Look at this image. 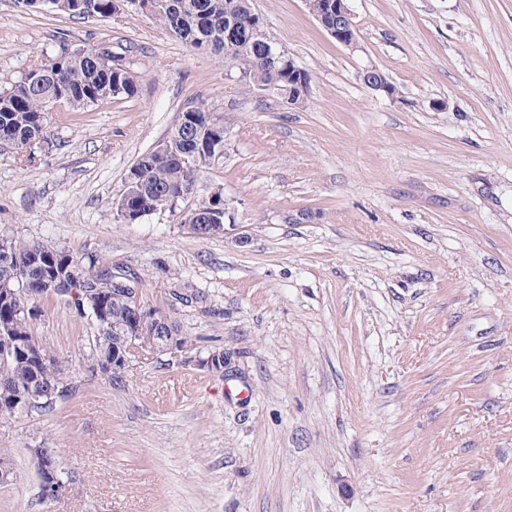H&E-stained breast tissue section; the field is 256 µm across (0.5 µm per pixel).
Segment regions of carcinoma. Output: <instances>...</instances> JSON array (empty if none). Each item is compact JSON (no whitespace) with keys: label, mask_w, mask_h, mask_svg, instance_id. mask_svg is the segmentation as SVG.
Segmentation results:
<instances>
[{"label":"carcinoma","mask_w":512,"mask_h":512,"mask_svg":"<svg viewBox=\"0 0 512 512\" xmlns=\"http://www.w3.org/2000/svg\"><path fill=\"white\" fill-rule=\"evenodd\" d=\"M48 5L71 17H110L114 0H91L93 12L82 10L85 0H14L21 9ZM150 14L168 34L195 49L224 54L252 88L285 99L288 69L265 63L266 40L262 28L245 23L249 0H155ZM235 26L236 37L228 44L225 35ZM41 83L33 85L24 76L0 87V142L22 150L33 140L51 143L48 103L61 92L68 93L69 110L77 112L119 97L136 96L139 76L116 55H98L87 46L70 47L68 60L52 69L40 64ZM193 135L185 137L173 127L165 142L141 155L142 174L130 170L124 188L114 202L116 217L130 209L143 216L163 208L178 215L181 224H210L217 201L210 196L187 212L167 207L165 198L184 200L198 172L217 158L224 147V119L204 100L189 104ZM93 258H75L58 248L27 243L14 236H0V284L14 286L26 280L37 297L48 295L46 281L58 288H72L70 297L81 316L96 330L89 342L91 360L109 383L126 377L112 355L127 346L124 328L132 313L126 300L112 287V270L96 267ZM69 391V377L59 358L34 333L33 317L25 312V298L0 287V422L25 412L31 393L49 385Z\"/></svg>","instance_id":"carcinoma-1"}]
</instances>
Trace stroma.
Returning <instances> with one entry per match:
<instances>
[{
    "label": "stroma",
    "mask_w": 512,
    "mask_h": 512,
    "mask_svg": "<svg viewBox=\"0 0 512 512\" xmlns=\"http://www.w3.org/2000/svg\"><path fill=\"white\" fill-rule=\"evenodd\" d=\"M250 6L310 73L302 107L143 14L0 0V87L67 42L140 76L135 98L52 113L33 162L0 155V235L136 272L145 307L228 365L145 355L109 384L86 318L40 300L73 394L0 423V512H512V0H348L351 47L303 0ZM201 98L224 155L181 206L222 189L225 233L118 221L130 167ZM180 281L204 302L171 307ZM35 448L67 495L42 493ZM93 2V12H84L82 10L83 2ZM115 0H14V4L21 9H29L37 6V2L49 5V7L60 13H65L71 17L89 18V17H111L115 8Z\"/></svg>",
    "instance_id": "stroma-1"
}]
</instances>
